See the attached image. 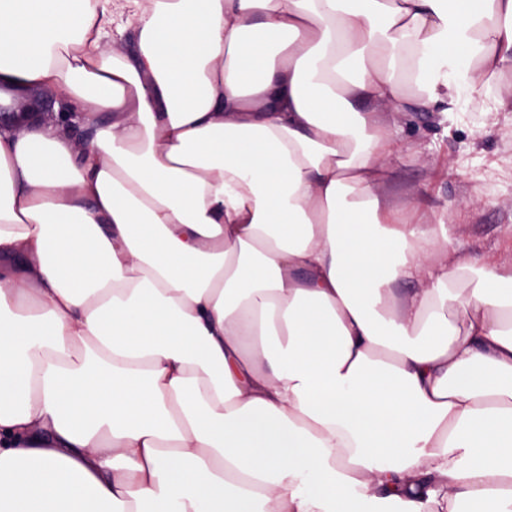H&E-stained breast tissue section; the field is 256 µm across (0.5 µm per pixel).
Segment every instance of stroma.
Here are the masks:
<instances>
[{
  "instance_id": "1",
  "label": "stroma",
  "mask_w": 512,
  "mask_h": 512,
  "mask_svg": "<svg viewBox=\"0 0 512 512\" xmlns=\"http://www.w3.org/2000/svg\"><path fill=\"white\" fill-rule=\"evenodd\" d=\"M512 74L492 95L447 113L411 105L394 113L402 152L392 162L396 201L447 208L448 234L462 256L512 264Z\"/></svg>"
}]
</instances>
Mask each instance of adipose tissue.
Returning a JSON list of instances; mask_svg holds the SVG:
<instances>
[{
    "instance_id": "1",
    "label": "adipose tissue",
    "mask_w": 512,
    "mask_h": 512,
    "mask_svg": "<svg viewBox=\"0 0 512 512\" xmlns=\"http://www.w3.org/2000/svg\"><path fill=\"white\" fill-rule=\"evenodd\" d=\"M511 71L512 0H0L90 130H0V512H512V267L387 192Z\"/></svg>"
}]
</instances>
